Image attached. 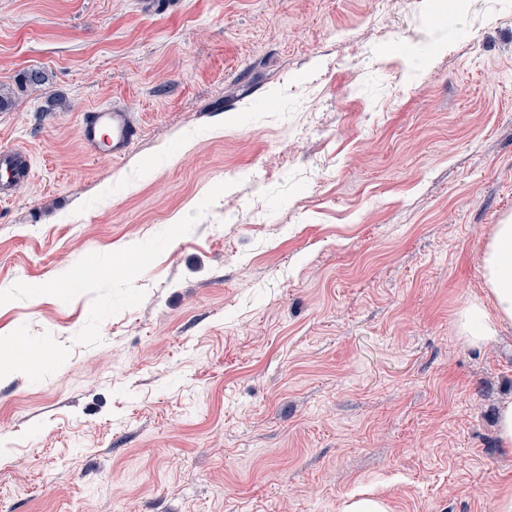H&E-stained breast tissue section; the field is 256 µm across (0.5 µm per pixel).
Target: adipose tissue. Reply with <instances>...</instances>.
I'll use <instances>...</instances> for the list:
<instances>
[{"mask_svg": "<svg viewBox=\"0 0 512 512\" xmlns=\"http://www.w3.org/2000/svg\"><path fill=\"white\" fill-rule=\"evenodd\" d=\"M484 295L470 300L457 318L462 340L485 346L512 328V219L496 225L481 262Z\"/></svg>", "mask_w": 512, "mask_h": 512, "instance_id": "obj_1", "label": "adipose tissue"}]
</instances>
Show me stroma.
Listing matches in <instances>:
<instances>
[{"mask_svg": "<svg viewBox=\"0 0 512 512\" xmlns=\"http://www.w3.org/2000/svg\"><path fill=\"white\" fill-rule=\"evenodd\" d=\"M0 86V512H497L512 329L456 320L512 215V0H0ZM139 131L138 118L112 104L87 109L79 123V138L86 154L115 162L129 153ZM33 159L30 153L17 146L0 147V202L16 199L33 175ZM496 429L502 448L512 449V400L503 401L498 406Z\"/></svg>", "mask_w": 512, "mask_h": 512, "instance_id": "1", "label": "stroma"}]
</instances>
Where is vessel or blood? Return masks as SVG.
<instances>
[{
	"mask_svg": "<svg viewBox=\"0 0 512 512\" xmlns=\"http://www.w3.org/2000/svg\"><path fill=\"white\" fill-rule=\"evenodd\" d=\"M140 131L138 118L124 108L103 104L83 112L79 138L86 154L93 158L122 160ZM30 153L17 146L0 147V202L16 199L33 175Z\"/></svg>",
	"mask_w": 512,
	"mask_h": 512,
	"instance_id": "b4317fda",
	"label": "vessel or blood"
}]
</instances>
